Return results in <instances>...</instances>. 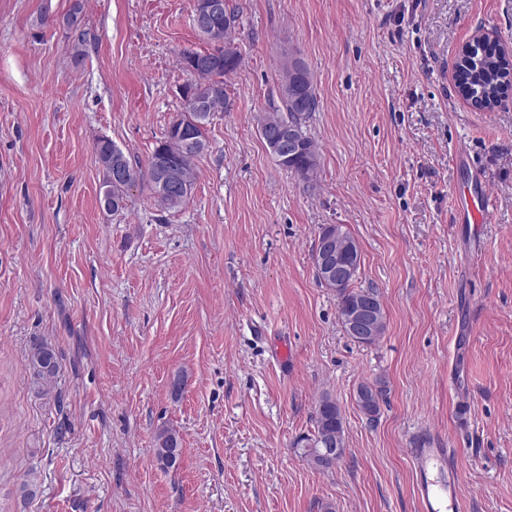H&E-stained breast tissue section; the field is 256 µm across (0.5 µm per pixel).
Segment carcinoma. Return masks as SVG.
<instances>
[{"mask_svg": "<svg viewBox=\"0 0 512 512\" xmlns=\"http://www.w3.org/2000/svg\"><path fill=\"white\" fill-rule=\"evenodd\" d=\"M83 6L81 0H73L59 24L74 38V49L80 50L87 42L88 32L83 28ZM238 13L229 0H224L222 14L212 17V26L196 32L207 44L200 50H186L181 54L180 66L183 71L195 77L181 90V111L167 127L163 138L141 164L127 155L110 139H100L96 144L98 163L102 169L100 201L110 212L121 210L129 193L125 184L112 183V167L122 166L129 169L135 184L148 186L154 201L164 209L182 206L191 196L198 173L195 160L208 148L207 125L218 112H226L229 107V94L224 77L236 72L242 65V54L235 46L233 31ZM497 60L496 53L481 43H476L461 54L458 62L461 73L460 82L468 85L471 96L491 91L500 93L502 74L491 72L489 66ZM318 107L311 74L305 63L290 56L282 66V75L278 86V100L269 102V109L260 120L259 133L266 138L270 128L286 125L292 121L302 127L312 112ZM194 142V148L185 147L186 141ZM277 164L294 172L300 179L310 181L317 175L319 168V150L315 141L301 132L300 150L290 158H283L276 150H271ZM167 161L178 169L183 186L178 190L163 192L156 179L159 162ZM372 293V288H356L353 282H346L336 288L338 312L353 303L360 295ZM33 365L44 378L54 377L59 369L54 351L43 344L32 354ZM374 396L369 402H357L359 410L367 417L380 411V402L385 400L386 389L382 382L372 384ZM314 434L305 438L303 451L305 457L316 468L328 470L337 465L321 457L322 442L336 436L345 437L343 417L336 402L324 395L318 401L313 415ZM182 453L179 432L167 425L157 429L154 436V456L164 470L175 467Z\"/></svg>", "mask_w": 512, "mask_h": 512, "instance_id": "carcinoma-1", "label": "carcinoma"}]
</instances>
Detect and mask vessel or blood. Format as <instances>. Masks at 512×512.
Wrapping results in <instances>:
<instances>
[{"label": "vessel or blood", "instance_id": "1", "mask_svg": "<svg viewBox=\"0 0 512 512\" xmlns=\"http://www.w3.org/2000/svg\"><path fill=\"white\" fill-rule=\"evenodd\" d=\"M410 454L422 512H460L458 468L447 449L423 445L411 449Z\"/></svg>", "mask_w": 512, "mask_h": 512}]
</instances>
